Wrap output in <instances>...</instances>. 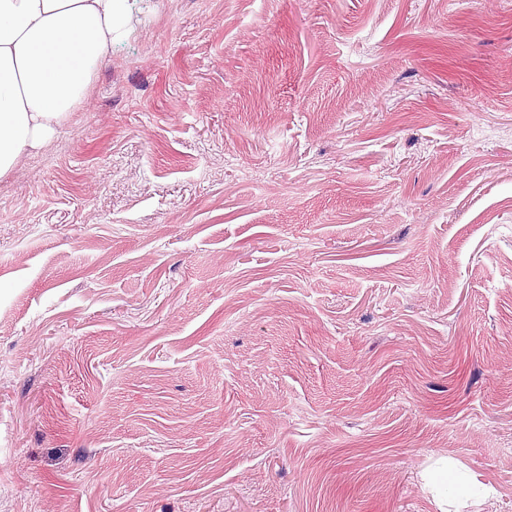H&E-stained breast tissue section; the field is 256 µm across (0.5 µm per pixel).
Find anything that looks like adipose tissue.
Returning <instances> with one entry per match:
<instances>
[{
    "instance_id": "obj_1",
    "label": "adipose tissue",
    "mask_w": 512,
    "mask_h": 512,
    "mask_svg": "<svg viewBox=\"0 0 512 512\" xmlns=\"http://www.w3.org/2000/svg\"><path fill=\"white\" fill-rule=\"evenodd\" d=\"M133 20L131 0H0V178L84 105Z\"/></svg>"
}]
</instances>
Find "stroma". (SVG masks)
I'll return each instance as SVG.
<instances>
[{
  "label": "stroma",
  "instance_id": "1",
  "mask_svg": "<svg viewBox=\"0 0 512 512\" xmlns=\"http://www.w3.org/2000/svg\"><path fill=\"white\" fill-rule=\"evenodd\" d=\"M0 179V512H512V0H136Z\"/></svg>",
  "mask_w": 512,
  "mask_h": 512
}]
</instances>
